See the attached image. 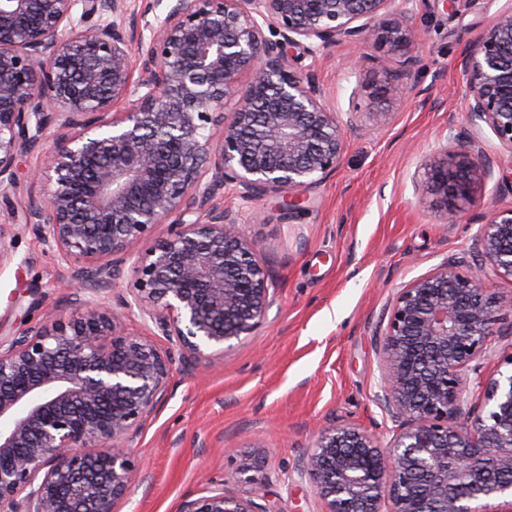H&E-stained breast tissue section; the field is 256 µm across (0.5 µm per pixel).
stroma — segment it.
I'll use <instances>...</instances> for the list:
<instances>
[{
    "label": "stroma",
    "instance_id": "stroma-1",
    "mask_svg": "<svg viewBox=\"0 0 512 512\" xmlns=\"http://www.w3.org/2000/svg\"><path fill=\"white\" fill-rule=\"evenodd\" d=\"M410 18L423 35L422 62L408 92L381 97L404 67L405 52L345 42L314 63L319 84L339 110L387 109L380 129L350 134L334 174L306 194L304 212L282 218L266 199H242L230 187L214 205L238 212L243 233L268 265L275 303L252 338L210 364L174 372L165 400L132 443L140 477L114 512H179L185 501L222 489L250 495L277 512H320L299 469L313 436L330 422L363 428L389 442L396 423L376 398L379 335L400 290L444 259L467 252L490 210L512 206V150L490 129L480 134L490 176L447 224L434 197L423 196L424 161L449 133L466 134L468 102L460 60L512 0H415ZM0 199V336L70 313L60 284L69 266L25 228L23 204L42 196L29 171ZM155 226L115 256L118 274L100 296H130L132 268L167 235ZM250 468L252 481L240 480Z\"/></svg>",
    "mask_w": 512,
    "mask_h": 512
}]
</instances>
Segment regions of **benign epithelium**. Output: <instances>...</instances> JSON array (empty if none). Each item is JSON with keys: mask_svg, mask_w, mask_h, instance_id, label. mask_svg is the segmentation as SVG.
<instances>
[{"mask_svg": "<svg viewBox=\"0 0 512 512\" xmlns=\"http://www.w3.org/2000/svg\"><path fill=\"white\" fill-rule=\"evenodd\" d=\"M389 2L169 0L147 37L125 0H0V197L16 193L23 159L44 156L32 175L46 192L28 197L25 226L68 262L74 304L0 339V512H113L139 477L130 444L176 366L205 365L264 323L270 269L236 213L209 203L233 185L289 216L336 170L357 113L328 106L305 60L371 37L414 49L399 75L408 82L421 35L408 10L386 18ZM461 68L469 126L512 150V10L468 44ZM424 171L457 224L491 167L476 137L450 134ZM158 224L169 234L135 263L121 305H136L164 349L96 300L116 276L113 257ZM488 267L512 280V207L490 214L470 259L401 289L379 339L376 394L400 433L384 446L349 424L322 428L300 471L321 512L512 507V373L485 382L481 410L454 420L512 316V293L485 286ZM181 512L267 510L221 490Z\"/></svg>", "mask_w": 512, "mask_h": 512, "instance_id": "benign-epithelium-1", "label": "benign epithelium"}]
</instances>
